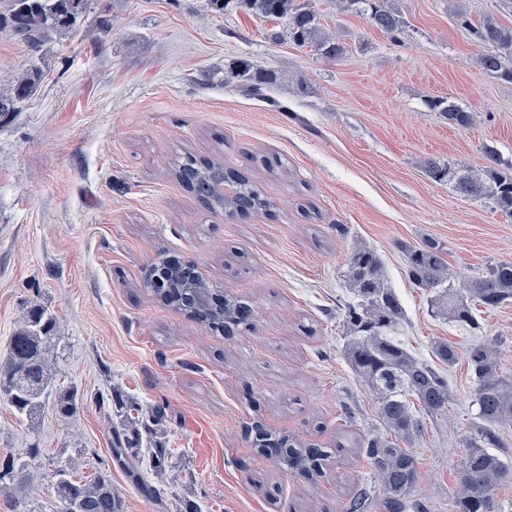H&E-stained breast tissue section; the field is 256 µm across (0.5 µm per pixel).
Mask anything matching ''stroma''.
Wrapping results in <instances>:
<instances>
[{
    "label": "stroma",
    "mask_w": 512,
    "mask_h": 512,
    "mask_svg": "<svg viewBox=\"0 0 512 512\" xmlns=\"http://www.w3.org/2000/svg\"><path fill=\"white\" fill-rule=\"evenodd\" d=\"M309 2L344 57L270 43V22L206 0H89L78 27L39 53L0 31V88L31 68L45 75L0 123V358L27 307L42 305L59 325L56 382L79 392L73 414L49 404L32 423L0 400V459L42 450L28 512H58L54 471L71 462L109 470L127 512H345L362 491L369 512H387L375 471L342 445L382 429L345 356L344 273L359 243L401 299L396 335L410 353L434 363L438 340L459 353L447 410L407 445L422 479L404 512H450L477 426L464 354L500 337L512 379V302L480 310L477 330L434 318L401 247L436 240L465 279L512 261V220L424 171L429 159L479 167L487 145L512 164V82L479 68L486 47L455 20L463 10L511 25L512 0H393L405 21L395 41L334 0ZM239 56L275 73L263 95L222 81ZM430 98L473 125L449 126ZM186 153L245 174L270 209L212 214L173 175ZM160 255L251 302L255 328L227 338L163 305L145 286ZM115 395L146 409L142 436L170 450L162 471L113 455ZM255 424L324 449L329 474L277 469L245 436ZM430 112H437L439 117L448 121L449 125H455L461 128H468L473 122V115L459 107L451 101L443 98L431 99L428 103Z\"/></svg>",
    "instance_id": "obj_1"
}]
</instances>
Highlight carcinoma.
Wrapping results in <instances>:
<instances>
[{"label":"carcinoma","instance_id":"cac0c4a2","mask_svg":"<svg viewBox=\"0 0 512 512\" xmlns=\"http://www.w3.org/2000/svg\"><path fill=\"white\" fill-rule=\"evenodd\" d=\"M89 0H5L0 12V30L39 50L54 38L71 32L87 11ZM211 9L222 12L228 7L242 10L266 20H283L281 29H270L268 41H288L297 47L312 46L325 59L335 61L345 53V46L336 36L326 32L315 9L298 0H210ZM345 12L367 15L372 27L398 40L404 28L401 14L387 0H336ZM456 23L470 29L488 51L479 59L487 73L512 82V25H504L488 16L475 27L464 11L456 14ZM44 80L39 69L19 73L0 90V119L20 111ZM236 81L243 89L262 93L275 82L273 74L256 67L251 59H232L224 68V82ZM450 125L468 128L473 115L443 98L427 103ZM484 165L478 169L454 171L448 165L430 159L425 163L426 175L446 181L460 197L490 200L506 216L512 218V167L502 168L498 151L484 147ZM176 180L215 212L232 213L266 210L271 203L244 174L224 170L217 162H197L190 154L175 163ZM236 184L235 194L224 197V182ZM405 271L417 288L431 293L433 314L466 330L479 328L476 307L497 308L512 301V261H500L488 275L460 280L448 266L443 248L434 240L404 247ZM346 281L353 299L345 306L343 322L347 331L345 354L355 375L376 396L377 412L384 432L359 437L355 454L377 473L390 512H401L405 500L420 482L415 457L402 447L421 434L419 412L437 415L448 409L450 389L448 377L441 370L416 359L394 336L402 318V303L388 285L383 262L377 252L365 245L350 254ZM192 296L190 313L194 320L210 330L219 324L241 330L252 324L255 309L238 299L224 301V319L208 309L211 289L200 281H187L176 275L172 279V298L164 300L175 310L181 309L176 298ZM55 317L45 307L34 304L10 336L6 356L0 361V393L14 411L30 421L36 420L45 401L54 397L58 414L67 416L77 407V392L72 388H53L54 351L58 337ZM501 339L488 336L472 345L467 353L468 368L475 382L474 401L479 425L466 442L458 478V491L452 512H495L489 507L488 495L512 480V467L489 452L501 444L498 429L512 423V383L498 372ZM434 356L444 365L452 366L458 352L452 344L439 342ZM119 422L114 430L113 453L128 461L138 458L142 447L137 424L143 408L129 401L118 402ZM40 449L29 448L26 456H9L0 462V489L14 486L20 490L30 480L29 460ZM273 457L284 460L291 471L309 476L322 474L328 454L321 448H298L288 441V454L277 451ZM59 512H125V500L112 486V476L99 471L88 477L77 476L74 464L56 470L53 483Z\"/></svg>","mask_w":512,"mask_h":512}]
</instances>
